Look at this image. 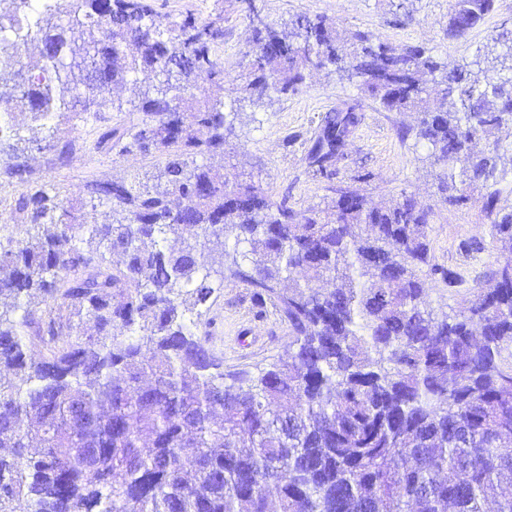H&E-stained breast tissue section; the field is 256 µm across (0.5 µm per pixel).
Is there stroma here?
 <instances>
[{"instance_id": "stroma-1", "label": "stroma", "mask_w": 512, "mask_h": 512, "mask_svg": "<svg viewBox=\"0 0 512 512\" xmlns=\"http://www.w3.org/2000/svg\"><path fill=\"white\" fill-rule=\"evenodd\" d=\"M405 3L412 13L409 20L393 24L396 4ZM160 14L180 18L186 15L207 20L224 16V67L236 75L242 51L251 38L249 23L236 0H154ZM268 20L287 22L298 14L321 16L343 32L369 31L393 46H422L434 54L454 61L471 59L476 47L505 30L512 29V0H495L491 13L463 37L448 40L446 28L449 0H257ZM112 97L121 109L106 113L103 120L82 121L56 117L46 124L17 115L20 129L14 145L29 170V181L20 184L0 174V246H16L21 218L15 210L17 199L40 188L57 190L61 199L84 201L86 187L94 182L112 181L127 171L158 172L165 164L163 155L118 156L97 148L104 128L136 126L144 117L129 99L130 89L114 90ZM232 83L224 85V101L238 118L235 129L224 145L223 157L212 158L214 166L238 177L240 181L261 180L272 199L290 194L295 209L323 206L332 198L333 188L349 185L358 168L373 174L362 185V193L372 202L409 194L432 209L430 217L431 254L435 261L458 270L465 287L494 269L501 259L495 243L488 241L479 205L452 208L445 204L437 189L436 171L426 162L427 151L414 137H401V127L412 124L409 113L387 111L370 98L361 97L356 84L339 81L326 71L310 74L299 92L252 105L240 103ZM361 99L365 119L348 147V157L340 164L341 174L334 186L313 180L305 172L303 149L294 142L297 134L310 135L320 116L350 99ZM50 138L52 149H36V140ZM71 151L58 159L57 147ZM479 239L483 249L464 253L462 242ZM210 318L214 320L213 344L224 359L225 369L255 370L282 356L288 347V330L274 312L257 319L250 290L238 284L221 291Z\"/></svg>"}]
</instances>
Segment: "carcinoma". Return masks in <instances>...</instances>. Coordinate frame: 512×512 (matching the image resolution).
I'll return each instance as SVG.
<instances>
[{"instance_id":"obj_1","label":"carcinoma","mask_w":512,"mask_h":512,"mask_svg":"<svg viewBox=\"0 0 512 512\" xmlns=\"http://www.w3.org/2000/svg\"><path fill=\"white\" fill-rule=\"evenodd\" d=\"M0 75L35 120L113 109L130 86L146 119L107 128L121 156L165 155L88 188V221L45 190L21 197L24 236L0 250V512H512V204L498 185V142L512 126V35L465 64L322 17L253 26L235 77L243 101L296 93L326 69L381 107L417 113L402 130L426 142L452 207L480 204L488 236L511 254L457 311L464 282L431 255L429 217L411 196L372 206L353 186L298 211L259 184L192 158L224 154V16L162 19L151 0H9ZM495 0H452L448 39ZM65 20L43 25V14ZM42 44L33 68L8 34ZM159 80L155 94L139 75ZM178 95L172 97L170 92ZM365 115L357 99L321 116L304 157L330 184ZM15 124L0 117V154ZM120 256L119 261L112 255ZM243 283L288 327L286 355L224 370L207 318L214 294ZM67 341L59 343L60 337ZM47 354L35 358L28 344Z\"/></svg>"}]
</instances>
